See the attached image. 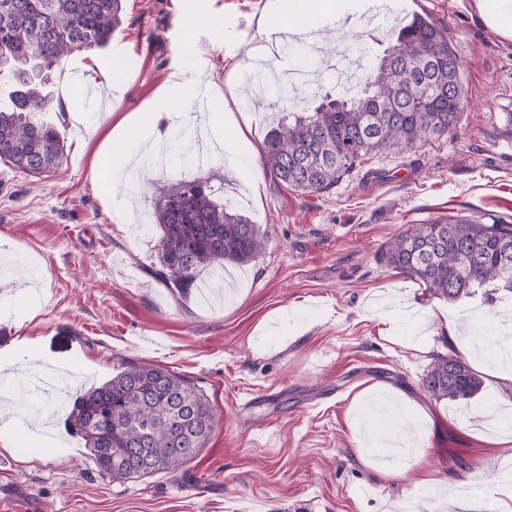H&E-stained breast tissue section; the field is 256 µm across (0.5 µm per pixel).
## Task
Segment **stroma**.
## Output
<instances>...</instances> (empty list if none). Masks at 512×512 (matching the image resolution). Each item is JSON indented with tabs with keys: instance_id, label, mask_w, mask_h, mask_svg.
Instances as JSON below:
<instances>
[{
	"instance_id": "obj_1",
	"label": "stroma",
	"mask_w": 512,
	"mask_h": 512,
	"mask_svg": "<svg viewBox=\"0 0 512 512\" xmlns=\"http://www.w3.org/2000/svg\"><path fill=\"white\" fill-rule=\"evenodd\" d=\"M273 0H125L124 24L101 49L76 52L53 72L47 120L66 151L47 175L0 161V351L21 337L74 378L73 392L100 385L130 364L150 363L192 381L218 422L191 462L115 483L95 468L65 425L72 399L53 397L62 440L42 458L29 429L40 415L13 403L32 370L18 358L0 381L15 424L0 447V512H512V403L490 363L512 350V294L493 304L456 303L388 266V244L409 225L467 217L512 224V40L489 29L474 0H401L403 21L429 13L448 29L460 61L462 105L455 128L409 151L368 156L335 186L302 193L266 172L260 144L276 115L255 113L240 161L221 154L200 166L154 168L131 193L128 172L107 200L94 171L111 146L106 111H145L175 76L207 74L235 92L254 73L286 78L302 67L315 88L336 74L312 48L382 53L366 0H344L336 23L314 17L258 59ZM203 24H196V17ZM223 186L224 199L267 233L264 251L226 269L227 289L170 291L152 270L160 235L151 197L180 176ZM128 213L126 228L114 210ZM456 324L448 336L446 321ZM466 356L483 377L472 398L435 401L423 380L437 357ZM419 432L425 473L385 474L386 441Z\"/></svg>"
}]
</instances>
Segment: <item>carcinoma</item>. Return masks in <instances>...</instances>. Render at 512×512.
<instances>
[{"label":"carcinoma","instance_id":"obj_1","mask_svg":"<svg viewBox=\"0 0 512 512\" xmlns=\"http://www.w3.org/2000/svg\"><path fill=\"white\" fill-rule=\"evenodd\" d=\"M0 160L43 174L65 154L64 140L41 113L50 100L45 82L76 51L103 48L123 25V0H0ZM394 44L368 57L350 90L314 95L318 104L295 106L279 93L280 117L266 132L265 169L279 182L319 193L339 182L374 152L409 150L455 126L461 86L448 29L413 14L392 30ZM453 68H448V64ZM152 223L162 235L155 276L181 295L198 274L245 264L263 250L260 225L215 196L206 180L183 177L153 198ZM386 262L450 302L484 290L487 301L512 292V224L466 218L413 224L389 245ZM482 376L458 355L440 357L423 387L437 401L475 395ZM215 423L205 398L188 379L152 364H133L76 397L68 426L89 448L98 471L114 482L176 471L201 451Z\"/></svg>","mask_w":512,"mask_h":512}]
</instances>
